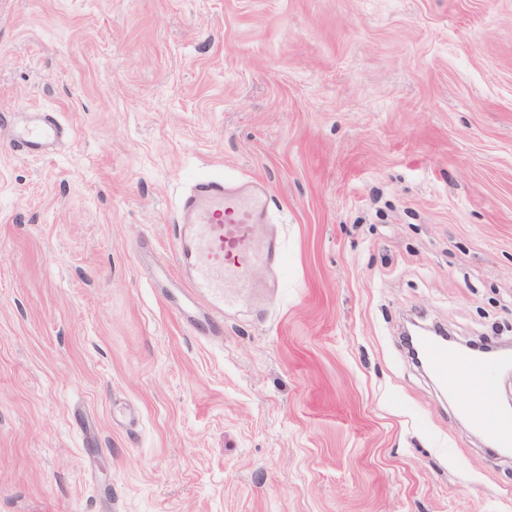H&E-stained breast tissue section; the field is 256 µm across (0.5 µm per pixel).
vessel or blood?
<instances>
[{
  "label": "vessel or blood",
  "mask_w": 512,
  "mask_h": 512,
  "mask_svg": "<svg viewBox=\"0 0 512 512\" xmlns=\"http://www.w3.org/2000/svg\"><path fill=\"white\" fill-rule=\"evenodd\" d=\"M61 133L49 120L19 130L16 142L24 153L39 155L45 143ZM267 208L263 195L229 192L222 178L206 174L194 178L182 203L184 219L175 227L176 262L188 275L192 295L183 306L188 327H196L204 316L213 328L222 329L225 309L237 300L232 287L245 282L256 265L282 263L277 241L259 239L255 233ZM418 353L471 429L511 454L512 409L499 408L496 397L497 372L512 364V356L476 353L432 336L420 340Z\"/></svg>",
  "instance_id": "vessel-or-blood-1"
}]
</instances>
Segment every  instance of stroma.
I'll return each mask as SVG.
<instances>
[{
	"label": "stroma",
	"mask_w": 512,
	"mask_h": 512,
	"mask_svg": "<svg viewBox=\"0 0 512 512\" xmlns=\"http://www.w3.org/2000/svg\"><path fill=\"white\" fill-rule=\"evenodd\" d=\"M0 512H512L407 318L512 340V0H0ZM261 186L187 327L192 178ZM62 129L52 120L48 119L43 126L27 127L19 130L16 136L18 147L30 155L43 154V146L52 137L62 134Z\"/></svg>",
	"instance_id": "35a3bbf8"
}]
</instances>
